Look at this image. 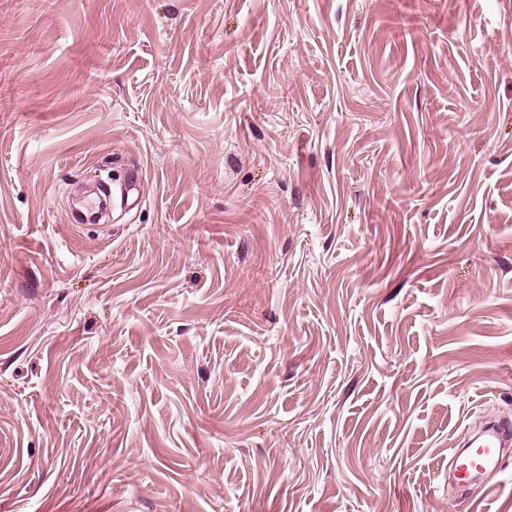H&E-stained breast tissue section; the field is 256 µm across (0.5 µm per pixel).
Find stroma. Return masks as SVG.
<instances>
[{"instance_id":"stroma-1","label":"stroma","mask_w":512,"mask_h":512,"mask_svg":"<svg viewBox=\"0 0 512 512\" xmlns=\"http://www.w3.org/2000/svg\"><path fill=\"white\" fill-rule=\"evenodd\" d=\"M493 419L512 0H0V512H461Z\"/></svg>"}]
</instances>
